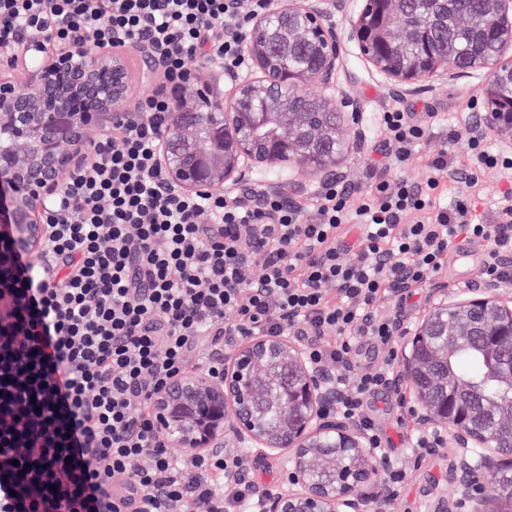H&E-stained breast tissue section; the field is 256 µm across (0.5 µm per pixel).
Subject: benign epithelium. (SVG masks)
<instances>
[{"mask_svg": "<svg viewBox=\"0 0 512 512\" xmlns=\"http://www.w3.org/2000/svg\"><path fill=\"white\" fill-rule=\"evenodd\" d=\"M403 2L366 0L348 37L396 86L419 88L435 76L486 71L487 111L475 117L471 134L482 137L495 129L512 137V110L503 107L501 86L507 68L502 56L512 48V0H487L497 52L467 69L449 54L422 50L406 57V46L423 43L435 19L429 12L419 28L397 25ZM347 3L273 0L270 9L252 19L245 43L256 72L223 73V92L211 84L183 91L156 147V166L171 189L202 196L239 191L258 206L263 196L280 190L278 184L255 181L259 168L289 161L323 181L341 176L337 160L349 144L339 136L340 123L354 122L357 105L326 94L313 96L306 85L326 90L333 84L340 63L334 17ZM273 21L285 43L311 44L312 67L293 68L286 56L271 63L265 35ZM133 50L147 61L137 73L124 49L79 45L50 53L43 43H30L21 57L30 93L18 92L8 69H0V179H7L11 194L10 249L29 254L41 250L48 202L61 173L82 165L85 130L94 127L105 136L112 127L132 121L137 115L132 109L135 89L155 88L160 61L146 44ZM315 105L331 110L333 122L314 120ZM342 106L351 111H340ZM270 126L275 136L260 134ZM65 146L72 151H63ZM461 336L484 337V352L492 361L512 353V299L504 297L498 282H482L463 303L434 307L407 342L390 387L412 394L422 427L448 434L455 449V483L477 488L468 497V512H505L493 507L499 497L489 477L512 468V398L479 404L474 388L460 386L450 375L436 380L439 391L425 388L430 360L448 357ZM271 358L287 360L289 376L285 411L277 424L268 426L255 417L252 398L255 381ZM341 395L335 376L311 361L288 334L252 335L172 377L151 401V425L160 447L181 448L190 459L224 453L230 435L241 448L288 457V483L259 492L261 512H367L359 487L376 466L361 425L334 412ZM328 450L334 462L358 459L357 473L336 484L314 482L311 471Z\"/></svg>", "mask_w": 512, "mask_h": 512, "instance_id": "obj_1", "label": "benign epithelium"}]
</instances>
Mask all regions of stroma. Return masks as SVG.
<instances>
[{"label": "stroma", "instance_id": "stroma-1", "mask_svg": "<svg viewBox=\"0 0 512 512\" xmlns=\"http://www.w3.org/2000/svg\"><path fill=\"white\" fill-rule=\"evenodd\" d=\"M365 0H349L345 14L336 18L341 64L329 90L335 97L351 96L358 103L355 127L360 132L357 148L351 149L341 161L344 173L342 182L351 188L366 184L368 168L382 158L381 148L386 134L378 125V112L396 105L423 117L424 113H440L441 119L434 124L431 135L418 146L413 157L403 168V175L412 181L423 180L427 166L440 150L446 139H453L455 166L447 178L450 189H457L459 182L469 174V128L473 117L485 110L482 90L483 72L474 71L461 78L435 77L425 88L415 92L397 89L391 81L378 72L363 58L357 44L347 37L351 19L364 7ZM263 180L279 183L282 195L288 201L310 204L318 192L319 178L293 164L261 170ZM479 247L464 245L450 254L447 266L438 275L439 283L445 284L448 294L456 300L469 299L472 288L482 280ZM441 300L433 287L415 288L404 304L395 299L378 301L382 311L400 310L401 327L399 341L407 343L424 317ZM378 410V422L393 442L391 450L405 477L393 512H465L464 506L449 510V500H459L462 490L453 482V456L449 448L436 449L431 455L421 457L412 449L414 441L424 435L413 412V399L407 392L391 389L378 391L373 397ZM224 453L243 458L258 487L287 482L288 472L281 457L261 456L238 447L234 440H227Z\"/></svg>", "mask_w": 512, "mask_h": 512}]
</instances>
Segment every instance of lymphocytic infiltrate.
Masks as SVG:
<instances>
[{
	"label": "lymphocytic infiltrate",
	"mask_w": 512,
	"mask_h": 512,
	"mask_svg": "<svg viewBox=\"0 0 512 512\" xmlns=\"http://www.w3.org/2000/svg\"><path fill=\"white\" fill-rule=\"evenodd\" d=\"M270 3L0 0L1 57L38 39L147 41L165 61L166 81L141 101L139 125L113 127L62 182L39 261L17 253L0 269V512L254 508L251 480L216 489L239 459L173 462L136 417L229 326L241 336L289 328L307 339L312 361L356 370L357 385L339 408L385 456L368 399L392 378L401 321L377 301L431 283L462 242L485 245L484 275L512 283V151L484 140L471 141L475 173L445 206L444 150L423 182L374 170L355 197L322 183L308 209L279 195L253 208L166 189L155 151L175 109L168 91L189 79L186 57L202 50L225 68H245L247 24ZM436 118L381 112L390 163L409 161ZM488 171L511 184L490 221L472 206ZM349 226L359 231L352 246L344 242ZM352 248L358 260L349 259ZM274 308L281 319L272 318ZM325 330L336 332L335 348L316 343ZM363 343L386 350V368L358 367ZM118 476L124 484L116 488Z\"/></svg>",
	"instance_id": "lymphocytic-infiltrate-1"
}]
</instances>
